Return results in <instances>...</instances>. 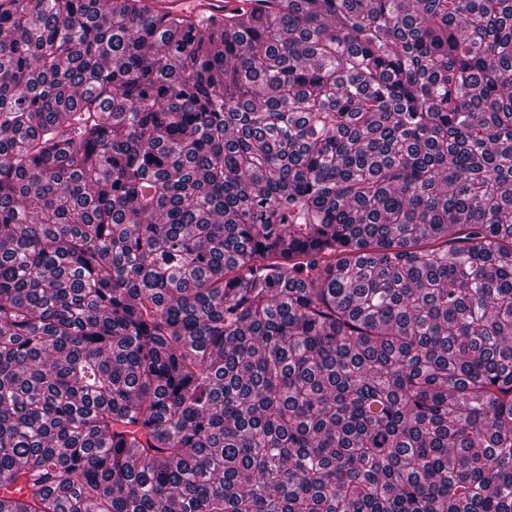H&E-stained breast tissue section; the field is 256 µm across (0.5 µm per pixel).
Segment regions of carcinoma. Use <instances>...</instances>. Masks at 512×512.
<instances>
[{
	"instance_id": "obj_1",
	"label": "carcinoma",
	"mask_w": 512,
	"mask_h": 512,
	"mask_svg": "<svg viewBox=\"0 0 512 512\" xmlns=\"http://www.w3.org/2000/svg\"><path fill=\"white\" fill-rule=\"evenodd\" d=\"M0 0V512H512V0ZM141 7L156 16H205L209 20L222 21L226 14L243 11L259 12L267 0H140Z\"/></svg>"
}]
</instances>
